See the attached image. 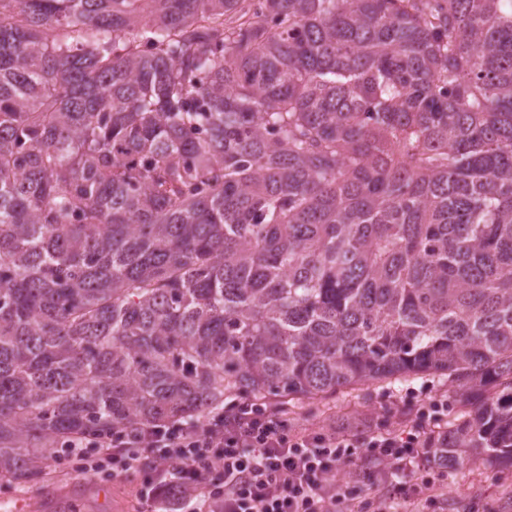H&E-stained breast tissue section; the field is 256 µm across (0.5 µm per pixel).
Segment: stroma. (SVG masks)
Segmentation results:
<instances>
[{
	"instance_id": "35a3bbf8",
	"label": "stroma",
	"mask_w": 512,
	"mask_h": 512,
	"mask_svg": "<svg viewBox=\"0 0 512 512\" xmlns=\"http://www.w3.org/2000/svg\"><path fill=\"white\" fill-rule=\"evenodd\" d=\"M448 382L443 378L416 379L386 386L357 385L335 395L281 406L268 400V410L287 415L296 431H322L338 425L348 433H391L417 419L419 407L433 400L448 402L449 417L458 409L449 403ZM144 475L135 471L115 479H92L65 462L46 457L28 481L0 480V512H40L37 498L43 492L78 487L74 512H144L136 487ZM389 512H512V468L494 467L472 460L449 470L433 500L389 502Z\"/></svg>"
}]
</instances>
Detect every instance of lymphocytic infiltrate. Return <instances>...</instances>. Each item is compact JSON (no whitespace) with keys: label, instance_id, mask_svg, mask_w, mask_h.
Segmentation results:
<instances>
[{"label":"lymphocytic infiltrate","instance_id":"1","mask_svg":"<svg viewBox=\"0 0 512 512\" xmlns=\"http://www.w3.org/2000/svg\"><path fill=\"white\" fill-rule=\"evenodd\" d=\"M447 442L445 432L420 424L403 434L293 433L287 418L243 404L146 430L133 443L94 438L69 455L90 478L144 471L139 497L150 512H351L340 475L356 458L384 461L390 499L407 502L439 487L437 450ZM413 469L424 477L410 487L401 476Z\"/></svg>","mask_w":512,"mask_h":512}]
</instances>
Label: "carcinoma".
Listing matches in <instances>:
<instances>
[{
    "mask_svg": "<svg viewBox=\"0 0 512 512\" xmlns=\"http://www.w3.org/2000/svg\"><path fill=\"white\" fill-rule=\"evenodd\" d=\"M419 375L512 467V0H0V479Z\"/></svg>",
    "mask_w": 512,
    "mask_h": 512,
    "instance_id": "carcinoma-1",
    "label": "carcinoma"
}]
</instances>
